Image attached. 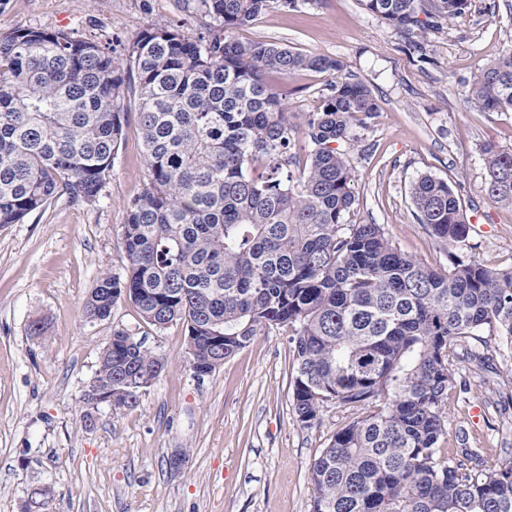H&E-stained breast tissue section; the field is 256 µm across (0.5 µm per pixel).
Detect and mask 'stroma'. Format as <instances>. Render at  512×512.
Here are the masks:
<instances>
[{
	"label": "stroma",
	"mask_w": 512,
	"mask_h": 512,
	"mask_svg": "<svg viewBox=\"0 0 512 512\" xmlns=\"http://www.w3.org/2000/svg\"><path fill=\"white\" fill-rule=\"evenodd\" d=\"M211 19L183 0H0V33L64 30L125 58L155 24L199 36ZM306 54L336 58L345 77L364 82L380 109L354 126L347 151L357 180L349 224L382 225L402 253L439 271L448 252L415 217L409 187L422 174L446 182L472 226L458 254L512 267V207L483 191L487 145L512 151V112H487L469 98L480 67L512 51V0H471L465 14L408 50L400 32L361 0H300L235 32ZM289 112L315 111L331 77L312 70L266 77ZM126 116L112 173L91 204L52 202L37 219L0 227V512H21L47 487V512H310L312 459L333 434L372 406L325 405L304 428L292 411L289 330H262L204 378L191 369L181 322L155 328L129 299L91 321L84 303L102 270L121 274L123 206L148 181L137 96ZM42 321V335L30 333ZM126 330L165 361L137 405L88 407L103 348ZM485 368L467 371V392L452 389L443 455L461 447L485 459L512 448V347L492 339ZM94 424L85 427V414ZM186 450L180 469L171 455Z\"/></svg>",
	"instance_id": "35a3bbf8"
}]
</instances>
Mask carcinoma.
<instances>
[{
  "label": "carcinoma",
  "mask_w": 512,
  "mask_h": 512,
  "mask_svg": "<svg viewBox=\"0 0 512 512\" xmlns=\"http://www.w3.org/2000/svg\"><path fill=\"white\" fill-rule=\"evenodd\" d=\"M207 38L156 25L125 62L64 30L0 33V226L39 217L54 201H96L123 131L128 79L149 181L124 205L121 275L104 271L85 303L104 319L128 297L144 320H181L201 379L264 328L286 326L299 424L320 423L328 402H382L332 436L310 464L311 512H512V448L484 468L477 450L442 457L444 406L457 363L485 353L453 343L486 332L512 343V267L463 260L470 224L447 182L418 176L419 223L448 248L440 273L399 252L380 224H347L356 172L341 145L379 111L361 81L338 77L305 117L307 166L296 173L294 123L267 73L335 75L342 63L234 31L298 0H201ZM409 46L471 0H362ZM469 95L487 112H512V52L485 63ZM484 190L512 205V151L484 148ZM165 362L116 330L103 349L90 406L132 407Z\"/></svg>",
  "instance_id": "carcinoma-1"
}]
</instances>
